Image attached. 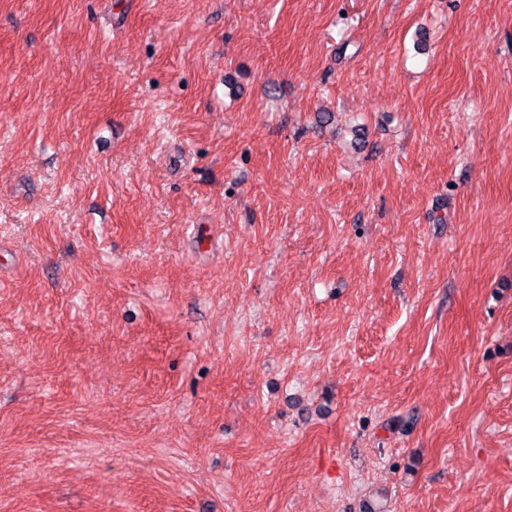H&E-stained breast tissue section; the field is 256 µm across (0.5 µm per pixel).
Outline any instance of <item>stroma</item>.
I'll return each instance as SVG.
<instances>
[{"mask_svg":"<svg viewBox=\"0 0 512 512\" xmlns=\"http://www.w3.org/2000/svg\"><path fill=\"white\" fill-rule=\"evenodd\" d=\"M0 512H512V0H0Z\"/></svg>","mask_w":512,"mask_h":512,"instance_id":"obj_1","label":"stroma"}]
</instances>
